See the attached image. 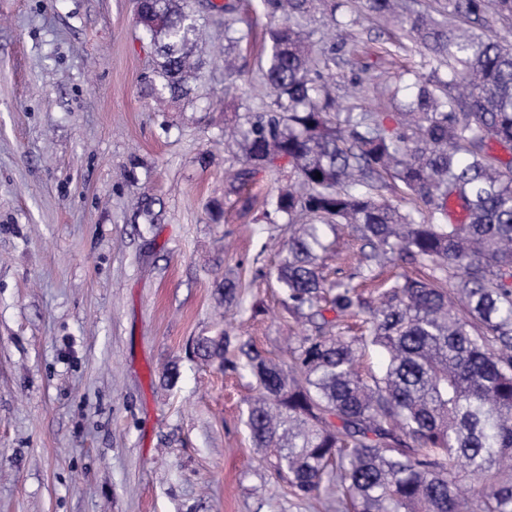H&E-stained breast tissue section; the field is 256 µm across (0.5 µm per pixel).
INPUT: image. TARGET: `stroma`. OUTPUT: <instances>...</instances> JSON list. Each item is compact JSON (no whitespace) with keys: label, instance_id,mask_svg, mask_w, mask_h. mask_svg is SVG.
Returning a JSON list of instances; mask_svg holds the SVG:
<instances>
[{"label":"stroma","instance_id":"1","mask_svg":"<svg viewBox=\"0 0 512 512\" xmlns=\"http://www.w3.org/2000/svg\"><path fill=\"white\" fill-rule=\"evenodd\" d=\"M361 6L343 0L339 35L312 28L347 43L337 100L373 109L421 56ZM223 44L207 27L196 93L171 103L147 93L135 0H0V512H336L291 496L252 445L255 379L193 352L224 330L278 358L300 330L274 272L288 230L262 215L279 185L228 179L224 126L267 101L265 55L236 48L228 95ZM360 249L342 231L330 279L349 282Z\"/></svg>","mask_w":512,"mask_h":512}]
</instances>
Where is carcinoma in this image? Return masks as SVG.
<instances>
[{
  "mask_svg": "<svg viewBox=\"0 0 512 512\" xmlns=\"http://www.w3.org/2000/svg\"><path fill=\"white\" fill-rule=\"evenodd\" d=\"M363 6L399 24L430 69L411 101L395 87L390 112L344 111L331 89L336 50L316 52L304 26L317 8L336 25V0H263L270 102L224 129L241 150L232 181L276 176L283 161L297 177L263 216L288 217L277 282L284 306L314 333L288 337L297 346L285 367L251 343L225 363L226 334L199 339L194 352L256 378L250 439L273 451L294 496L332 490L344 512H512V164L494 155L512 150V44L487 34L489 12L512 17V0H441L438 19L405 0ZM207 10L224 23L232 86L241 70L231 49L252 27H235L228 0H208ZM207 21L180 0H139L137 23L157 60L152 95L195 94ZM387 176L427 219L384 196ZM342 226L362 241L360 282L376 281L389 260L425 273L398 275L370 305L319 263ZM329 293L337 316L365 315L359 335L325 317ZM374 349L385 369L364 376L359 358ZM461 471L476 480L474 494L458 487Z\"/></svg>",
  "mask_w": 512,
  "mask_h": 512,
  "instance_id": "carcinoma-1",
  "label": "carcinoma"
}]
</instances>
